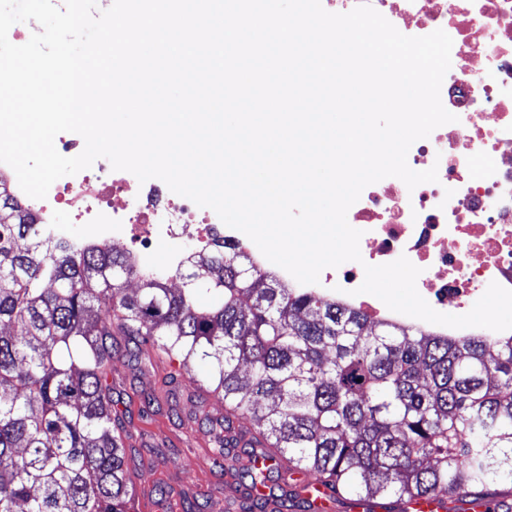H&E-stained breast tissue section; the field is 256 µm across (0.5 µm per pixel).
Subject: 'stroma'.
<instances>
[{"instance_id":"obj_1","label":"stroma","mask_w":512,"mask_h":512,"mask_svg":"<svg viewBox=\"0 0 512 512\" xmlns=\"http://www.w3.org/2000/svg\"><path fill=\"white\" fill-rule=\"evenodd\" d=\"M163 370L176 376L174 394L162 401L160 411L143 418L138 392L153 386L155 376L137 373L122 358L112 362L115 407L126 413L127 464L137 487L135 512H152L150 491L160 484L172 492L206 495V512H227L242 485L237 480L221 482L215 472L209 436L197 419L192 381L182 374L179 364H164Z\"/></svg>"}]
</instances>
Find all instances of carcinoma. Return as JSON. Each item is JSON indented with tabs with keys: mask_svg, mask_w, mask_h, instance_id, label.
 Listing matches in <instances>:
<instances>
[{
	"mask_svg": "<svg viewBox=\"0 0 512 512\" xmlns=\"http://www.w3.org/2000/svg\"><path fill=\"white\" fill-rule=\"evenodd\" d=\"M181 286L114 244L38 234L0 186V512H130L135 483L112 417V357L178 359L224 415L255 424L237 475L308 476L333 500L403 512L412 499L512 497V335L448 336L373 320L318 288H288L226 239L190 252ZM202 363L206 370L195 373Z\"/></svg>",
	"mask_w": 512,
	"mask_h": 512,
	"instance_id": "cac0c4a2",
	"label": "carcinoma"
}]
</instances>
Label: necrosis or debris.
Wrapping results in <instances>:
<instances>
[{
  "instance_id": "1",
  "label": "necrosis or debris",
  "mask_w": 512,
  "mask_h": 512,
  "mask_svg": "<svg viewBox=\"0 0 512 512\" xmlns=\"http://www.w3.org/2000/svg\"><path fill=\"white\" fill-rule=\"evenodd\" d=\"M402 34L444 30L453 40L441 101L456 122L416 141L407 154L417 171L437 167L438 182L408 189L388 177L367 186L349 211L363 226L361 261L327 272L320 284L358 288L365 265L407 257L420 268L419 294L437 311L465 309L490 283L512 290V0H368ZM0 182L37 215L43 238L83 246L85 241L157 244L189 236L201 246L213 235L234 239L212 210L126 171L107 159L52 185L45 199L26 196L14 170L0 163ZM71 221H56L59 209ZM84 236H75L73 225Z\"/></svg>"
}]
</instances>
